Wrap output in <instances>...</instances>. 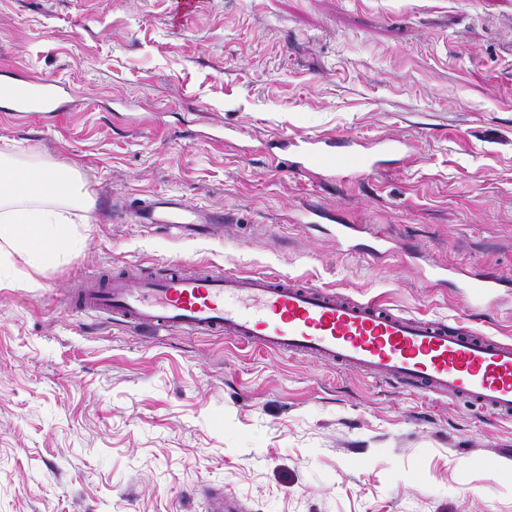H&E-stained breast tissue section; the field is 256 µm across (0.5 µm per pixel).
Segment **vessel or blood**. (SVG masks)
<instances>
[{"mask_svg":"<svg viewBox=\"0 0 512 512\" xmlns=\"http://www.w3.org/2000/svg\"><path fill=\"white\" fill-rule=\"evenodd\" d=\"M72 89L58 79H25L0 91V110L62 114ZM352 140L286 138L280 147L301 172L336 171L352 155ZM137 224H168L207 232L212 216L175 195L131 210ZM472 299L494 298L503 281L469 278ZM76 309L116 321L221 333L259 349L295 353L361 368L410 389L453 394L512 414V341L478 336L459 319L429 320L355 300L291 277L221 270L186 273L176 266L132 281L116 274L86 279L72 294Z\"/></svg>","mask_w":512,"mask_h":512,"instance_id":"obj_1","label":"vessel or blood"}]
</instances>
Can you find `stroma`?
Listing matches in <instances>:
<instances>
[{
    "instance_id": "obj_1",
    "label": "stroma",
    "mask_w": 512,
    "mask_h": 512,
    "mask_svg": "<svg viewBox=\"0 0 512 512\" xmlns=\"http://www.w3.org/2000/svg\"><path fill=\"white\" fill-rule=\"evenodd\" d=\"M168 9L0 0V81L73 91L57 121L0 112V151L79 164L94 200L83 252L0 282V512H208L210 486L241 512H512V418L69 302L177 261L512 340V0H199L177 29ZM295 136L409 147L331 182L267 154ZM165 194L231 220L192 240L121 211ZM474 275L507 280L497 303ZM504 280L492 276L471 277L465 281L463 288H469V296L473 300L486 301L494 298L499 288H503Z\"/></svg>"
}]
</instances>
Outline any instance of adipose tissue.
<instances>
[{
    "instance_id": "obj_1",
    "label": "adipose tissue",
    "mask_w": 512,
    "mask_h": 512,
    "mask_svg": "<svg viewBox=\"0 0 512 512\" xmlns=\"http://www.w3.org/2000/svg\"><path fill=\"white\" fill-rule=\"evenodd\" d=\"M92 207L78 166L56 169L1 152L0 276L20 263L37 271L80 253L74 226L88 223Z\"/></svg>"
}]
</instances>
